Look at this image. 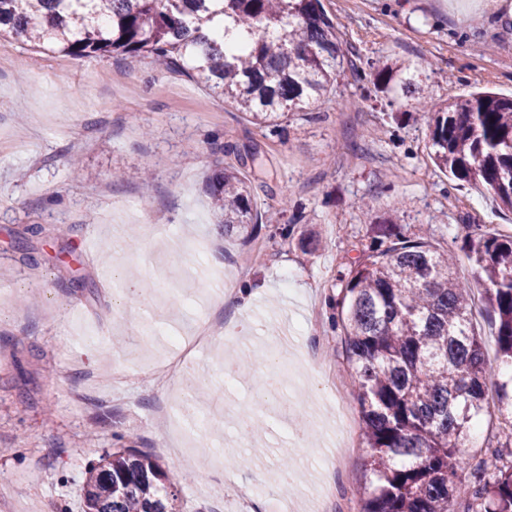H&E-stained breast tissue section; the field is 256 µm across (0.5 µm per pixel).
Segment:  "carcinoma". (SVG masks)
I'll return each mask as SVG.
<instances>
[{
  "label": "carcinoma",
  "instance_id": "obj_1",
  "mask_svg": "<svg viewBox=\"0 0 512 512\" xmlns=\"http://www.w3.org/2000/svg\"><path fill=\"white\" fill-rule=\"evenodd\" d=\"M0 36L75 58L146 57L182 73L259 127L302 115L323 119L349 65L321 0H0ZM361 101L387 100L394 117L416 112L434 165L481 185L512 210V98L480 91L440 103L421 61L367 63ZM240 166L208 177L224 233L263 224ZM368 250L338 274L341 321L372 478L362 512H512V465L476 466L470 496H455L477 421L496 410L512 428V379L488 400L495 369L470 320L472 288L453 251L427 231L409 237L377 224ZM497 320L501 361L512 364V236L464 241ZM84 512H178L177 489L156 459L134 448L90 464Z\"/></svg>",
  "mask_w": 512,
  "mask_h": 512
}]
</instances>
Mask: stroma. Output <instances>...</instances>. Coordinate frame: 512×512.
I'll use <instances>...</instances> for the list:
<instances>
[{
	"label": "stroma",
	"mask_w": 512,
	"mask_h": 512,
	"mask_svg": "<svg viewBox=\"0 0 512 512\" xmlns=\"http://www.w3.org/2000/svg\"><path fill=\"white\" fill-rule=\"evenodd\" d=\"M322 5L352 60H427L438 100L512 96L505 0ZM389 111L383 100L329 102L324 120L294 119L276 136L144 58L0 45V512H83L87 467L112 448L151 453L177 483L180 512H271L276 499L311 512L323 491L369 481L344 337L328 322L338 270L389 219L406 235L429 225L471 284L464 239L512 233V211L434 166L424 122L397 124ZM253 148L270 172L252 181L269 224L285 222L284 206L304 208L290 238L227 235L215 222L207 177ZM144 207L164 223H142ZM27 224L42 233L22 240ZM60 224L73 233L52 235ZM121 277L139 292L117 294ZM255 280L247 310L210 300L215 287ZM145 320L156 335L141 334ZM283 335L299 361L292 375L267 363ZM89 345L95 356L83 354ZM245 355L250 364L225 371ZM187 389L203 395L205 429L179 412ZM162 407L164 429L153 421ZM345 428L355 443L341 456ZM238 457L245 465L228 472ZM252 485L265 494L246 495Z\"/></svg>",
	"instance_id": "35a3bbf8"
}]
</instances>
